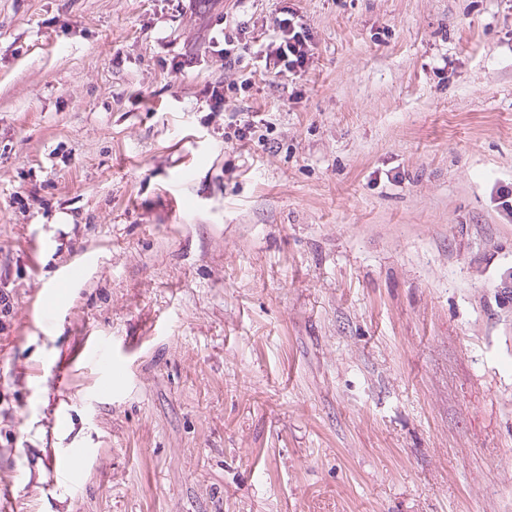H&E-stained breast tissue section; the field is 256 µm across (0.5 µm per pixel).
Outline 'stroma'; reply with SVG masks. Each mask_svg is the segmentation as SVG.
<instances>
[{
	"label": "stroma",
	"mask_w": 512,
	"mask_h": 512,
	"mask_svg": "<svg viewBox=\"0 0 512 512\" xmlns=\"http://www.w3.org/2000/svg\"><path fill=\"white\" fill-rule=\"evenodd\" d=\"M0 289L15 512H512V0H0ZM282 14L288 17L274 19L271 39L260 44L253 52L257 67L241 76L238 90L250 92L256 85L257 73L261 76L291 78L293 81L301 79L308 72L314 55L309 29L303 23L299 24L300 18L295 11L288 8ZM209 47L224 57V65H235L238 60L237 45L232 36L224 33V28L213 32L208 38ZM90 256L83 250H77L73 253L69 262L65 263L62 268L60 280L57 282L58 286L68 287L72 283L81 279L85 273L87 264L89 263Z\"/></svg>",
	"instance_id": "35a3bbf8"
}]
</instances>
